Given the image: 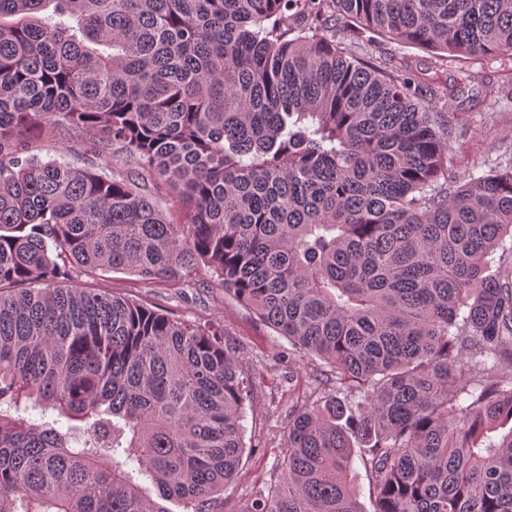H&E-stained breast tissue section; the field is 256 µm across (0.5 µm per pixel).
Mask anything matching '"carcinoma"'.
I'll list each match as a JSON object with an SVG mask.
<instances>
[{"mask_svg":"<svg viewBox=\"0 0 512 512\" xmlns=\"http://www.w3.org/2000/svg\"><path fill=\"white\" fill-rule=\"evenodd\" d=\"M512 0H0V512H213L253 392L224 322L70 284L205 268L317 359L237 512H512V161L448 176L455 85ZM40 129L126 173L23 156ZM170 189L179 218L145 192Z\"/></svg>","mask_w":512,"mask_h":512,"instance_id":"cac0c4a2","label":"carcinoma"}]
</instances>
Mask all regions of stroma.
Returning a JSON list of instances; mask_svg holds the SVG:
<instances>
[{"label":"stroma","instance_id":"stroma-1","mask_svg":"<svg viewBox=\"0 0 512 512\" xmlns=\"http://www.w3.org/2000/svg\"><path fill=\"white\" fill-rule=\"evenodd\" d=\"M355 54L377 60L408 59L422 82L460 83L465 72H480L484 81L500 90L498 101L483 99L479 85H466L453 122L456 140L449 176L482 175L512 160V56L490 61L438 63L429 53L391 39L353 45ZM27 155L47 160L63 157L79 168L125 169L121 155L97 156L80 145L47 133H30ZM78 286L107 292L161 308L186 319H220L224 334L255 377L248 405L243 463L238 477L216 503L218 512H238L252 491L266 488L281 447L286 442L288 416L293 401L306 395V376L313 367L292 352L286 338L260 323L232 294L216 286L205 288L182 283L144 280L122 272L73 273Z\"/></svg>","mask_w":512,"mask_h":512}]
</instances>
